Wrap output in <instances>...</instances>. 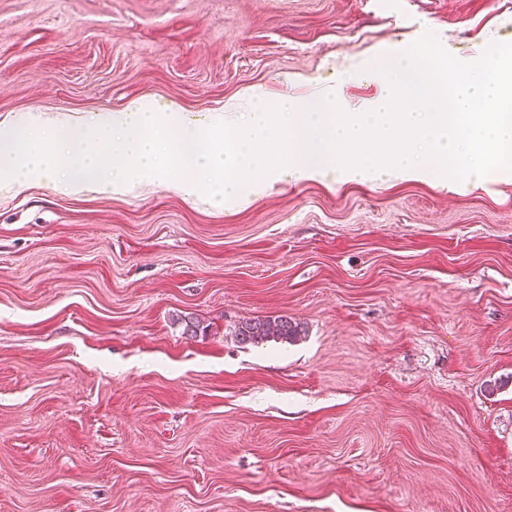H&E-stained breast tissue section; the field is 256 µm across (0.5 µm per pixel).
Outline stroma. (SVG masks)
I'll list each match as a JSON object with an SVG mask.
<instances>
[{"mask_svg": "<svg viewBox=\"0 0 512 512\" xmlns=\"http://www.w3.org/2000/svg\"><path fill=\"white\" fill-rule=\"evenodd\" d=\"M425 30L512 43V0H0V120L358 105ZM0 512H512V173L0 196ZM298 323L279 316L273 320H246L235 326L234 335L241 344L259 343L269 337L292 339L300 336Z\"/></svg>", "mask_w": 512, "mask_h": 512, "instance_id": "35a3bbf8", "label": "stroma"}]
</instances>
